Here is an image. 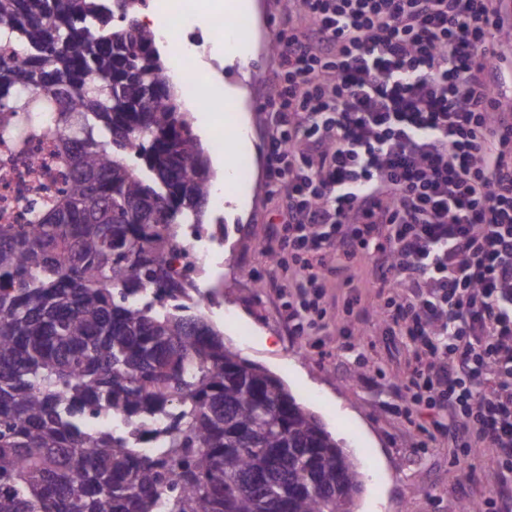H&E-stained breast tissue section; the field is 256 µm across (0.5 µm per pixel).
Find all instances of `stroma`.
Listing matches in <instances>:
<instances>
[{"label": "stroma", "instance_id": "stroma-1", "mask_svg": "<svg viewBox=\"0 0 512 512\" xmlns=\"http://www.w3.org/2000/svg\"><path fill=\"white\" fill-rule=\"evenodd\" d=\"M242 16L247 43L241 60L225 65V85L244 89L243 135L250 147L246 181L231 192L240 213L209 207L205 224L211 262L198 284L209 293L207 318L241 356L279 378L296 401L315 413L334 437L353 452L364 474L357 512H465L493 488L498 454L487 442H466L464 460L454 461L460 443L451 417L419 406L412 418L384 408L386 389L402 384L415 365L407 337L386 332L377 294L378 267L363 256L331 276L325 322L301 336L288 333L291 274L267 249L280 201L268 193V114L256 103L275 92L278 35L288 26L285 0H252ZM355 296L362 311L357 324L344 316V301ZM357 343L361 359L347 354Z\"/></svg>", "mask_w": 512, "mask_h": 512}]
</instances>
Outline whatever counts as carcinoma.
Masks as SVG:
<instances>
[{
  "instance_id": "carcinoma-1",
  "label": "carcinoma",
  "mask_w": 512,
  "mask_h": 512,
  "mask_svg": "<svg viewBox=\"0 0 512 512\" xmlns=\"http://www.w3.org/2000/svg\"><path fill=\"white\" fill-rule=\"evenodd\" d=\"M143 6L0 0V143L27 156L70 105L62 185L0 224V512H354L363 472L169 262L214 173ZM96 409L168 418L162 447L89 431Z\"/></svg>"
}]
</instances>
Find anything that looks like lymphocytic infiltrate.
<instances>
[{"mask_svg":"<svg viewBox=\"0 0 512 512\" xmlns=\"http://www.w3.org/2000/svg\"><path fill=\"white\" fill-rule=\"evenodd\" d=\"M267 102L269 188L296 274L288 330L324 314L327 256L375 254L389 333L419 364L396 393L498 451L478 512H512V115L507 0H289Z\"/></svg>","mask_w":512,"mask_h":512,"instance_id":"lymphocytic-infiltrate-1","label":"lymphocytic infiltrate"}]
</instances>
